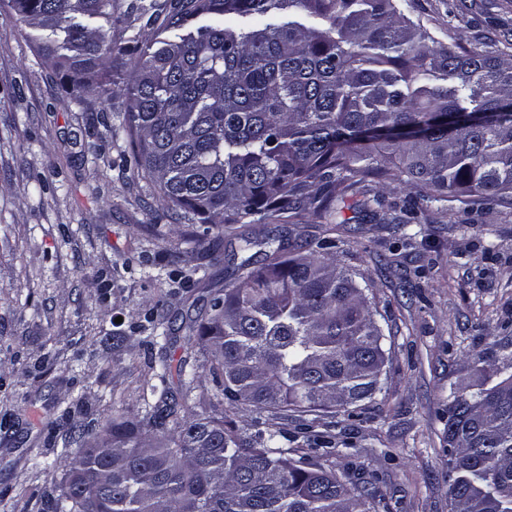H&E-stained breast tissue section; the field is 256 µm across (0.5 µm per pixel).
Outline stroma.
Here are the masks:
<instances>
[{"instance_id": "stroma-1", "label": "stroma", "mask_w": 512, "mask_h": 512, "mask_svg": "<svg viewBox=\"0 0 512 512\" xmlns=\"http://www.w3.org/2000/svg\"><path fill=\"white\" fill-rule=\"evenodd\" d=\"M400 0L442 44L486 49L512 30V0ZM38 31L0 11V512H46L59 480L33 459L76 452L65 415L132 414L153 381L146 316L176 336L214 288L236 284L250 225L189 224L138 175L125 138L81 109L39 56ZM380 206L344 210L336 257L366 288L384 332L381 390L319 416L337 475L360 465L389 512H448V393L512 374V211L395 218L409 191L373 186ZM115 338L101 342L100 329Z\"/></svg>"}]
</instances>
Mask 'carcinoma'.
<instances>
[{
  "instance_id": "cac0c4a2",
  "label": "carcinoma",
  "mask_w": 512,
  "mask_h": 512,
  "mask_svg": "<svg viewBox=\"0 0 512 512\" xmlns=\"http://www.w3.org/2000/svg\"><path fill=\"white\" fill-rule=\"evenodd\" d=\"M45 32L42 57L88 110L112 111V57L134 54L121 131L137 172L190 223L297 224L366 209L368 182L425 207L512 209V54L449 48L398 0H150L146 37L112 44L114 0H0ZM334 237L268 233L211 291L187 348L154 361L143 415L113 416L60 457L47 512H383L335 443L288 413L354 407L380 390L383 333ZM180 393L172 390V384ZM212 384L210 410L188 395ZM265 414L244 429L224 401ZM450 512H512V375L448 396Z\"/></svg>"
}]
</instances>
